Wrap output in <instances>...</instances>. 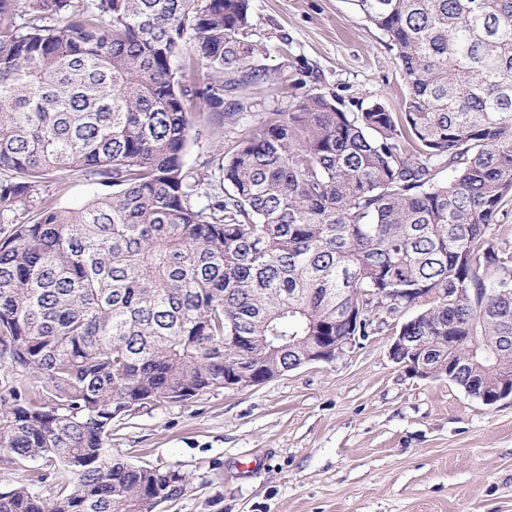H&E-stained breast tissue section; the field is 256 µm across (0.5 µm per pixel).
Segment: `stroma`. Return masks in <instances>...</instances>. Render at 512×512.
I'll list each match as a JSON object with an SVG mask.
<instances>
[{
    "label": "stroma",
    "mask_w": 512,
    "mask_h": 512,
    "mask_svg": "<svg viewBox=\"0 0 512 512\" xmlns=\"http://www.w3.org/2000/svg\"><path fill=\"white\" fill-rule=\"evenodd\" d=\"M250 38L271 81L241 90L244 123L289 112L310 91L401 111L400 63L352 0H250ZM234 135L203 110L187 167L203 171ZM411 311H379L369 336L330 362L272 380L160 402L112 422L113 457L175 468L189 485L158 512H512V401L483 404L448 379L394 363ZM33 485L52 500L70 474L0 461V491Z\"/></svg>",
    "instance_id": "1"
}]
</instances>
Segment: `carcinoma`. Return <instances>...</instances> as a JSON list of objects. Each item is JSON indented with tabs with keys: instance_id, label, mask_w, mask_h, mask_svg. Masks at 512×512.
Returning a JSON list of instances; mask_svg holds the SVG:
<instances>
[{
	"instance_id": "obj_1",
	"label": "carcinoma",
	"mask_w": 512,
	"mask_h": 512,
	"mask_svg": "<svg viewBox=\"0 0 512 512\" xmlns=\"http://www.w3.org/2000/svg\"><path fill=\"white\" fill-rule=\"evenodd\" d=\"M353 4L400 61L403 111L312 91L267 112L199 208L215 183L184 162L197 103L234 130L238 91L270 78L250 0H0V207L33 208L0 238V362L43 378L0 395V451L73 475L50 503L0 492V512L183 495L180 471L112 458L113 419L238 366L292 370L369 335L375 308L417 309L405 335L429 377L478 397L512 382V251L493 234L512 205V0ZM60 171L110 192L61 207L41 195Z\"/></svg>"
}]
</instances>
